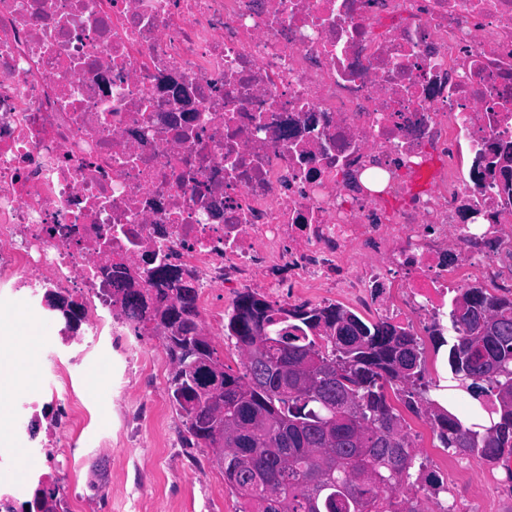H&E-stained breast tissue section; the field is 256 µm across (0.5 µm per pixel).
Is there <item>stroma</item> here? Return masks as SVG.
<instances>
[{
    "instance_id": "stroma-1",
    "label": "stroma",
    "mask_w": 512,
    "mask_h": 512,
    "mask_svg": "<svg viewBox=\"0 0 512 512\" xmlns=\"http://www.w3.org/2000/svg\"><path fill=\"white\" fill-rule=\"evenodd\" d=\"M42 333L18 307L0 306V371L16 386L38 374ZM15 336L28 339L19 367L9 343ZM76 383L96 413L66 471L83 512H236L214 449L188 444L169 383L126 374L123 355L110 352L104 338ZM446 495L463 512H512V481L498 464L473 462L468 478L449 482Z\"/></svg>"
}]
</instances>
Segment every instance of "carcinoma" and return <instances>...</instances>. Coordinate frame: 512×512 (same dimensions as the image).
<instances>
[{
  "instance_id": "carcinoma-1",
  "label": "carcinoma",
  "mask_w": 512,
  "mask_h": 512,
  "mask_svg": "<svg viewBox=\"0 0 512 512\" xmlns=\"http://www.w3.org/2000/svg\"><path fill=\"white\" fill-rule=\"evenodd\" d=\"M452 322L459 336L452 342L436 330L434 348L448 346L452 388L480 403L454 410L431 398L422 383V352L406 329L365 323L350 310L323 307H274L256 293L237 297L228 318V337L247 352L271 336L280 344L263 354L261 375L251 378L224 369V391L199 407L176 402L192 439L215 448L224 461V479L239 499L238 512H310L307 479L321 477L319 512H425L404 493L412 470L423 472L405 433L404 418L389 401L388 390L418 386L417 397L404 400L427 406L443 448L481 462L512 455V300L469 288L455 300ZM202 335L197 308L180 323L179 343ZM323 339L320 344L317 339ZM309 353L319 371L298 378L297 366ZM232 417L240 427L237 447L222 445L212 422ZM336 441H318L331 419ZM272 477L264 501L241 494L238 486L255 474Z\"/></svg>"
}]
</instances>
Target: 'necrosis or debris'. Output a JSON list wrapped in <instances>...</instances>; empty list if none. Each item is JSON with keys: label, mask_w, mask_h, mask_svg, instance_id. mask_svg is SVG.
Masks as SVG:
<instances>
[{"label": "necrosis or debris", "mask_w": 512, "mask_h": 512, "mask_svg": "<svg viewBox=\"0 0 512 512\" xmlns=\"http://www.w3.org/2000/svg\"><path fill=\"white\" fill-rule=\"evenodd\" d=\"M166 268L206 335L248 291L416 335L512 294V0H0V302L49 331L0 512L68 490L112 276Z\"/></svg>", "instance_id": "necrosis-or-debris-1"}]
</instances>
